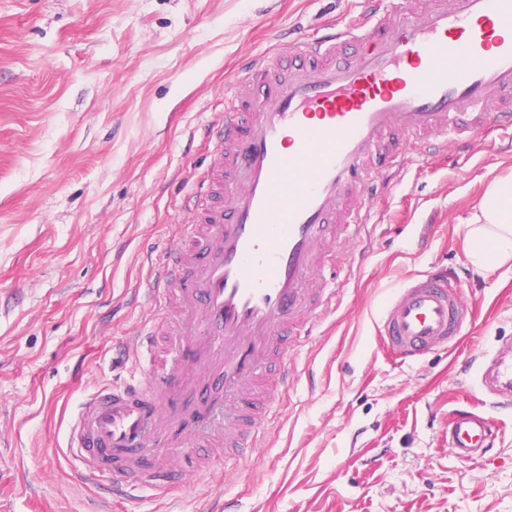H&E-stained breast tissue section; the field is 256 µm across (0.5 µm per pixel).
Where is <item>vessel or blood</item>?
I'll return each instance as SVG.
<instances>
[{"mask_svg": "<svg viewBox=\"0 0 512 512\" xmlns=\"http://www.w3.org/2000/svg\"><path fill=\"white\" fill-rule=\"evenodd\" d=\"M491 125L512 133V0H369L356 20L251 65L222 122L202 130L216 156L184 203L179 244L147 255L143 293L157 322L132 343L138 360L69 421L74 478L109 497H160L207 471L181 469L184 445L245 464L257 423L290 386V352L335 304L327 253L346 240L371 248L375 183L394 189L414 158L451 139L469 151ZM467 315L461 289L433 270L388 295L378 332L414 363L454 350ZM171 316L179 359L143 367ZM478 374L512 406V343ZM495 432L487 416L460 410L448 447L469 461Z\"/></svg>", "mask_w": 512, "mask_h": 512, "instance_id": "1", "label": "vessel or blood"}]
</instances>
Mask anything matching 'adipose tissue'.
<instances>
[{
    "instance_id": "obj_1",
    "label": "adipose tissue",
    "mask_w": 512,
    "mask_h": 512,
    "mask_svg": "<svg viewBox=\"0 0 512 512\" xmlns=\"http://www.w3.org/2000/svg\"><path fill=\"white\" fill-rule=\"evenodd\" d=\"M465 255L478 271L512 262V173L491 181L466 226Z\"/></svg>"
}]
</instances>
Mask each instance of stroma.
I'll return each instance as SVG.
<instances>
[{
    "label": "stroma",
    "mask_w": 512,
    "mask_h": 512,
    "mask_svg": "<svg viewBox=\"0 0 512 512\" xmlns=\"http://www.w3.org/2000/svg\"><path fill=\"white\" fill-rule=\"evenodd\" d=\"M362 0H0V512H512V412L462 365L512 341V267L473 270L465 226L512 172L494 129L475 155L415 161L374 200L373 249L336 248V305L302 341L295 386L237 473L213 466L168 498L112 502L61 453L83 395L110 381L112 348L153 317L136 294L146 252L178 238L179 206L211 165L201 130L273 31L322 36ZM436 268L470 320L454 352L400 363L376 323L388 294ZM499 432L448 450L456 410Z\"/></svg>",
    "instance_id": "35a3bbf8"
}]
</instances>
